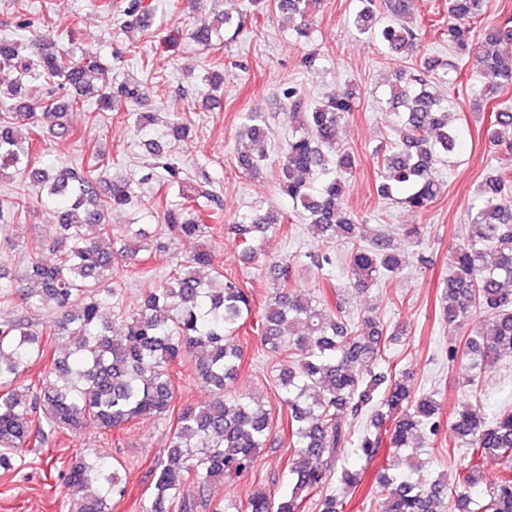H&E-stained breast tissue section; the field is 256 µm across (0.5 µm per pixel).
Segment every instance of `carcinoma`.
Listing matches in <instances>:
<instances>
[{"instance_id": "obj_1", "label": "carcinoma", "mask_w": 512, "mask_h": 512, "mask_svg": "<svg viewBox=\"0 0 512 512\" xmlns=\"http://www.w3.org/2000/svg\"><path fill=\"white\" fill-rule=\"evenodd\" d=\"M293 28L312 33L321 0H274ZM113 29L134 31L151 11L147 0H100ZM414 0H359L350 24L377 40L399 62L417 63L399 70L390 89L389 114L399 135L395 146L376 147L377 195L414 211L440 196L443 182L437 166L459 150L461 129L448 121V95L462 67L471 65L484 85L476 97L490 101L498 88L512 84V57L500 46L512 43V16L484 29L486 0H448V27L443 35L456 59L441 62L421 54L410 25ZM232 17L196 20L191 38L209 48L223 40ZM104 69L51 42L29 48L0 40V177L7 170L37 189L40 203L57 219L50 240L18 237L11 246L26 264L13 282L0 270V469L21 473L42 456L59 434H76L93 424L102 435L144 417L167 419L169 446L150 468L153 501L150 512H239L234 504L211 497L216 481L251 476L259 449L272 430L269 410L250 393H230L243 363L235 337L249 320L261 344L288 354L275 382L286 407L288 489L277 497L262 490L247 503V512H304L316 499L320 512H339L336 497L324 492L331 467L346 449L374 458L382 445L394 449L393 463L377 480L388 491L385 512H512V412L491 420L463 406L453 413V447L467 449V462L457 470L454 491L430 461L421 457L420 434L434 432L441 403L431 393L417 395L408 374H397L386 362L390 335L372 316L355 322L342 299L330 304L303 288L290 286L291 265L272 262L266 276L277 288L263 307L240 282L214 266L211 252L195 250L176 263L170 274L146 289L139 305L128 309L119 288L127 268L146 249L151 233L145 224H125L113 231L114 211H134L133 183L108 179L110 160L94 156L88 165L40 166L42 123L63 140L70 135L67 112L93 100L112 112L119 102L141 99L140 85L127 79L115 85L94 83ZM282 95L298 126L288 138L277 171L280 193L292 203L301 223L317 236L341 237L349 248V287L363 293L406 266L395 234H365L344 208L354 159L336 146L339 126L352 110L350 90L332 93L321 104L308 103L288 85ZM488 128L489 142L501 153L468 209L465 236L450 255L448 279L440 298L442 317L460 325L480 310L488 329L467 334L464 345L448 347V361L462 360L467 381L479 385L481 370L512 361V106L496 104ZM28 125L26 136L15 134ZM243 133L255 144L268 139L270 128L260 112L244 116ZM263 152H239L238 167L258 172ZM149 178L176 186L181 202L165 207L163 223L173 238L191 241L210 224L223 220V203L214 191L187 186L174 162L149 167ZM286 215L250 210L225 230L242 254L255 258L265 237L282 229ZM54 262L40 260L43 251ZM316 269L331 272L336 257L329 250L305 254ZM29 310L52 306L54 324L42 329L8 312L15 303ZM65 336L71 355L49 352L50 337ZM36 379L26 374L34 365ZM188 372L208 393L198 402L175 404L179 379ZM370 417V426L355 436L345 418ZM499 461L495 470L483 461ZM121 461L104 446L70 458L63 471L70 499L68 512H109L124 496Z\"/></svg>"}]
</instances>
